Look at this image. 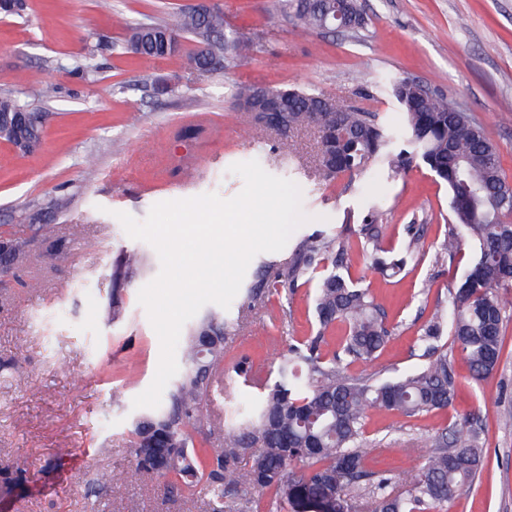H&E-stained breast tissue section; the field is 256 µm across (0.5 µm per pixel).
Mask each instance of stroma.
Returning a JSON list of instances; mask_svg holds the SVG:
<instances>
[{"mask_svg": "<svg viewBox=\"0 0 512 512\" xmlns=\"http://www.w3.org/2000/svg\"><path fill=\"white\" fill-rule=\"evenodd\" d=\"M215 2L231 28L247 25L258 37L247 60L212 75L178 58L142 60L124 49L129 26L162 20L188 0H28L21 14L0 18V94L44 115L36 153L22 156L0 142V235L29 242L26 259L0 279V470L10 475L0 480V512H210L208 496L171 497L163 484L137 475L129 440L141 411L132 402L152 383L160 357L138 292L161 264L117 215L142 220L163 201L232 198L244 186L230 173L233 164L255 160L298 184L308 217L286 248L251 260L246 288L260 262L287 261L305 236L355 235L371 206L382 213L386 250L404 252V226L424 225L422 245L397 275L380 274L359 247L348 268L395 328L377 356L351 372L387 379L423 364L419 330L436 305H448L457 279L455 266L435 261L451 219L447 185L419 161L395 177L373 167L326 180L316 166L318 129L295 130L290 155H281L274 130L235 110V86L315 90L341 107L365 104L395 125L401 115L386 93L362 102L356 90L415 78L482 123L512 179V0H359L366 27L336 35L298 27L279 0ZM81 64L93 73H78ZM49 84L57 88L50 99L42 95ZM201 112L222 126V136L178 139L177 130ZM60 195L71 199L63 211L51 206ZM35 213L56 225L63 254L36 236ZM130 252L145 255L147 265L114 285L115 260ZM314 295L309 286L246 312L239 294L224 310L244 327L229 337L223 376L207 400L217 424L210 442L223 441V422L238 421L256 394L234 364L246 355L276 373L289 346L316 330ZM116 301L125 316L113 321ZM442 345L457 377L452 406L415 418L370 413L366 436L385 449L381 468L405 474L443 428L476 423L484 467L472 493L448 512H512V320L499 364L483 381L471 379L451 336ZM119 471L126 480L111 495H89Z\"/></svg>", "mask_w": 512, "mask_h": 512, "instance_id": "1", "label": "stroma"}]
</instances>
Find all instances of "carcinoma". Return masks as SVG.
<instances>
[{
    "instance_id": "1",
    "label": "carcinoma",
    "mask_w": 512,
    "mask_h": 512,
    "mask_svg": "<svg viewBox=\"0 0 512 512\" xmlns=\"http://www.w3.org/2000/svg\"><path fill=\"white\" fill-rule=\"evenodd\" d=\"M297 25L325 30L333 15H343L351 31L367 24L358 0H282ZM127 48L137 57H180L195 71L224 69L229 59L245 58L254 39L229 29L224 11L205 13L176 9L159 23L130 28ZM191 37L187 51L172 38ZM402 113L394 129L377 112L351 107L331 112L320 93L240 85L233 99L237 111L255 126L280 136L278 149H290V133L315 125L320 136L317 165L328 179L360 172L368 165L398 174L422 160L448 185L454 223L436 262H455L464 240L476 249L463 265L457 287L450 292L452 312L436 307L421 328L419 343L427 362L417 371L382 380L354 374L349 365L375 357L391 335L385 313L368 288L344 275L353 242L314 233L301 239L282 266L261 265L244 306L267 304L315 282L316 332L292 345L274 382L253 376L260 372L249 357L237 372L259 387L247 416L224 433L218 449L196 436L212 427L206 408L212 380L223 369L224 346L242 329L216 313L202 316L179 344L184 369L170 389L163 408L140 416L130 448L138 475L145 483L174 476L167 491L179 495L201 488L212 512L224 503L241 502L249 512H448V504L470 493L483 466L480 433L469 422L456 423L432 440L422 463L410 478L377 466L380 449L365 436L371 411H396L407 417L446 410L452 404L456 375L439 341L450 327L453 344L469 363L471 377L482 381L496 368L512 287V181L502 168L499 150L483 125L462 112L443 93L427 95L416 79L402 77L384 85ZM278 99L288 123L281 126L262 109ZM38 113L10 94L0 95V140L17 131L38 137ZM379 211H368L359 230L363 249L370 251L381 273L395 275L405 259L382 256ZM40 237L57 252L63 250L54 224H40ZM345 326L341 353L326 357L323 348L336 324ZM222 335L209 336L212 328Z\"/></svg>"
}]
</instances>
